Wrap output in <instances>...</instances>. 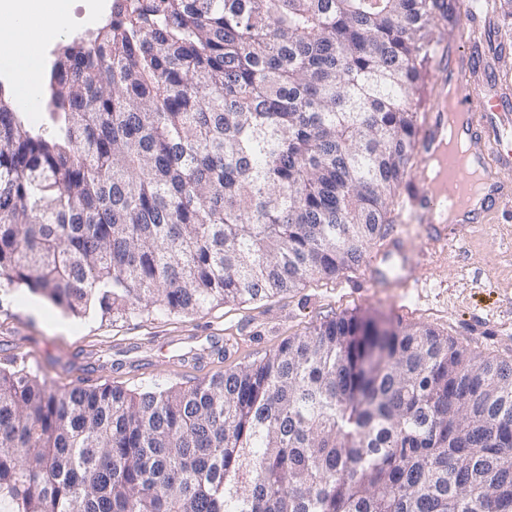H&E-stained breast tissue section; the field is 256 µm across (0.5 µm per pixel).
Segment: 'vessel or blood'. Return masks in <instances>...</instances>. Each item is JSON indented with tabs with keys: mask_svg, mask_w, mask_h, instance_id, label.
I'll return each instance as SVG.
<instances>
[{
	"mask_svg": "<svg viewBox=\"0 0 512 512\" xmlns=\"http://www.w3.org/2000/svg\"><path fill=\"white\" fill-rule=\"evenodd\" d=\"M458 15L469 30V38L463 50L448 62L436 64L435 80L442 100L425 117L419 142L421 166L410 181L409 217L419 224L440 223V210L448 196L463 200L468 197V173L458 168L454 159L445 161L442 186H434L428 179L430 166L447 140L448 114L443 97L451 90L456 91V106L465 117L463 136L474 165L486 181L484 191L472 206L463 207L460 223H482L512 202V181L504 178L505 172L512 170V145L505 143L500 131L490 128L496 112L504 104L493 93L490 83L475 78L483 68V48L489 39L481 0H459Z\"/></svg>",
	"mask_w": 512,
	"mask_h": 512,
	"instance_id": "obj_1",
	"label": "vessel or blood"
}]
</instances>
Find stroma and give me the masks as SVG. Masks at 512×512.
Masks as SVG:
<instances>
[{"instance_id":"stroma-1","label":"stroma","mask_w":512,"mask_h":512,"mask_svg":"<svg viewBox=\"0 0 512 512\" xmlns=\"http://www.w3.org/2000/svg\"><path fill=\"white\" fill-rule=\"evenodd\" d=\"M111 3L72 0L69 28L40 48L44 66H51L62 45L109 20ZM391 230L421 243V259L377 271L371 263L385 246L380 240L337 277L313 278L289 293L221 304L194 316L71 317L50 303L40 316L26 307L28 290L0 292V349L26 353L28 366L55 388L82 379L127 388L190 386L264 356L323 320L357 311L388 325H424L468 349L512 361V205L482 226L448 225L445 240L435 243L425 224L399 221ZM61 321L69 329H58ZM226 339L234 343L226 359L211 355L212 343Z\"/></svg>"}]
</instances>
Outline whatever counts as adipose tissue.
I'll use <instances>...</instances> for the list:
<instances>
[{"mask_svg": "<svg viewBox=\"0 0 512 512\" xmlns=\"http://www.w3.org/2000/svg\"><path fill=\"white\" fill-rule=\"evenodd\" d=\"M69 23V17L55 11L50 0H0V27L14 37L4 62L11 66L14 85L23 92L28 108H35L44 82L39 48L60 37Z\"/></svg>", "mask_w": 512, "mask_h": 512, "instance_id": "1", "label": "adipose tissue"}]
</instances>
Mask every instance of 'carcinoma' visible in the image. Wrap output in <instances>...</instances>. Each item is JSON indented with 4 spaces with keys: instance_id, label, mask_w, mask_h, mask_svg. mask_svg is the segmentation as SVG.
<instances>
[{
    "instance_id": "1",
    "label": "carcinoma",
    "mask_w": 512,
    "mask_h": 512,
    "mask_svg": "<svg viewBox=\"0 0 512 512\" xmlns=\"http://www.w3.org/2000/svg\"><path fill=\"white\" fill-rule=\"evenodd\" d=\"M455 0H136L0 84V291L192 315L360 263ZM0 512H512V363L357 312L189 387L0 365Z\"/></svg>"
}]
</instances>
